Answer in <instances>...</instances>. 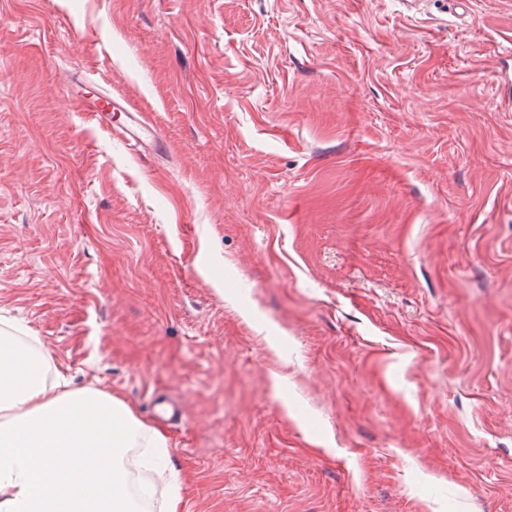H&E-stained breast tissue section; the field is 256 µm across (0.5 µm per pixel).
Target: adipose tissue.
<instances>
[{"label": "adipose tissue", "mask_w": 512, "mask_h": 512, "mask_svg": "<svg viewBox=\"0 0 512 512\" xmlns=\"http://www.w3.org/2000/svg\"><path fill=\"white\" fill-rule=\"evenodd\" d=\"M35 341L0 334V512H185L162 430L108 392L48 380ZM142 444L163 491L129 488L125 456Z\"/></svg>", "instance_id": "obj_1"}]
</instances>
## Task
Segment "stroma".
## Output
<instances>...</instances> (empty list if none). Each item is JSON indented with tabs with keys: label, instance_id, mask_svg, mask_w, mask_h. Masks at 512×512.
Returning a JSON list of instances; mask_svg holds the SVG:
<instances>
[{
	"label": "stroma",
	"instance_id": "obj_1",
	"mask_svg": "<svg viewBox=\"0 0 512 512\" xmlns=\"http://www.w3.org/2000/svg\"><path fill=\"white\" fill-rule=\"evenodd\" d=\"M0 311L187 512H512V0H0ZM127 121L120 127V134L136 145L154 147L157 144L156 129L147 120L140 119L137 113L126 114Z\"/></svg>",
	"mask_w": 512,
	"mask_h": 512
}]
</instances>
